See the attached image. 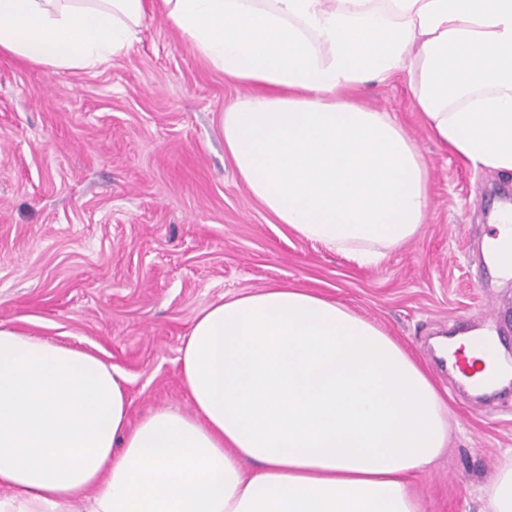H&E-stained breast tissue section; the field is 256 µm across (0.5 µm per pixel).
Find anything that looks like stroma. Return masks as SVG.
Here are the masks:
<instances>
[{
	"mask_svg": "<svg viewBox=\"0 0 512 512\" xmlns=\"http://www.w3.org/2000/svg\"><path fill=\"white\" fill-rule=\"evenodd\" d=\"M244 93L159 15L92 70L1 53L0 321L119 368L137 419L187 408L180 348L211 304L271 285L342 302L421 359L448 400L449 448L411 481L425 512H481L480 484L512 452V396L475 405L433 341L485 328L512 356V278L483 270L512 175L441 147L408 74L364 84L355 98L394 115L424 157L430 208L415 239L361 267L297 237L238 179L222 119Z\"/></svg>",
	"mask_w": 512,
	"mask_h": 512,
	"instance_id": "stroma-1",
	"label": "stroma"
}]
</instances>
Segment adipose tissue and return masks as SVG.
<instances>
[{
  "mask_svg": "<svg viewBox=\"0 0 512 512\" xmlns=\"http://www.w3.org/2000/svg\"><path fill=\"white\" fill-rule=\"evenodd\" d=\"M157 11L246 87L224 148L252 196L359 266L420 233L429 175L347 91L408 73L441 146L512 173V0H0V53L93 69ZM450 347L500 377L494 340ZM179 361L189 410L134 422L116 367L0 322V512H424L410 478L447 451L448 405L373 321L269 286L204 309ZM481 494L512 512V456Z\"/></svg>",
  "mask_w": 512,
  "mask_h": 512,
  "instance_id": "adipose-tissue-1",
  "label": "adipose tissue"
}]
</instances>
